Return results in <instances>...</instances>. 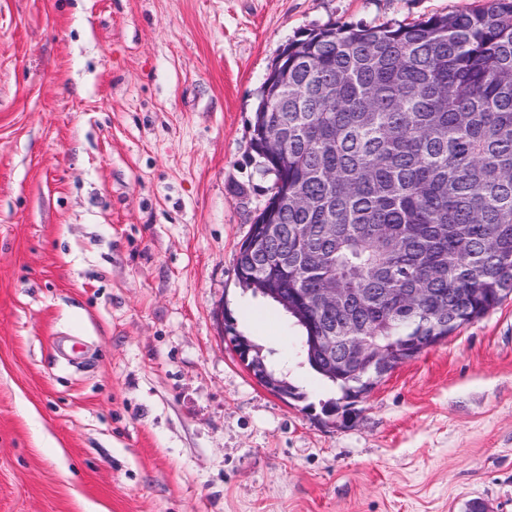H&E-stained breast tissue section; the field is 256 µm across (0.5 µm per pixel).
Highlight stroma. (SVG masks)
Masks as SVG:
<instances>
[{"instance_id":"obj_1","label":"stroma","mask_w":512,"mask_h":512,"mask_svg":"<svg viewBox=\"0 0 512 512\" xmlns=\"http://www.w3.org/2000/svg\"><path fill=\"white\" fill-rule=\"evenodd\" d=\"M485 3L0 0V512H512V297L345 424L235 275L280 50ZM253 348L254 350L250 354L249 361L245 364L246 367L250 366L253 357L261 358L259 352L255 349L254 345ZM250 371L253 375H255V377L258 380H260L266 386V388L274 390V392L277 395L284 397L283 392L285 391V389L283 384L280 382V379L277 378L274 375V373L270 372L267 366L261 360L255 359L252 365L250 366Z\"/></svg>"}]
</instances>
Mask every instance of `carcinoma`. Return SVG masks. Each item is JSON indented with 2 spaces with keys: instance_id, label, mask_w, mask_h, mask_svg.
<instances>
[{
  "instance_id": "carcinoma-1",
  "label": "carcinoma",
  "mask_w": 512,
  "mask_h": 512,
  "mask_svg": "<svg viewBox=\"0 0 512 512\" xmlns=\"http://www.w3.org/2000/svg\"><path fill=\"white\" fill-rule=\"evenodd\" d=\"M251 147L274 175L256 223L274 215L288 254L240 250L241 287L277 281L336 287L348 310L314 311L316 326L401 346L448 335L512 289V0L415 23L325 25L288 42L264 84ZM279 136V156L265 153ZM331 224L336 239L309 245ZM445 316H426L429 308ZM311 369L346 400L369 389L370 368Z\"/></svg>"
}]
</instances>
